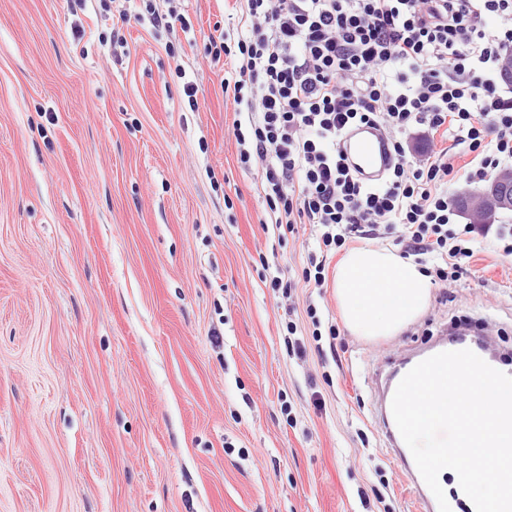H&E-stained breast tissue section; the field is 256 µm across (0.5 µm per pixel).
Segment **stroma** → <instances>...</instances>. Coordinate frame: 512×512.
Here are the masks:
<instances>
[{
  "label": "stroma",
  "mask_w": 512,
  "mask_h": 512,
  "mask_svg": "<svg viewBox=\"0 0 512 512\" xmlns=\"http://www.w3.org/2000/svg\"><path fill=\"white\" fill-rule=\"evenodd\" d=\"M156 5L185 25L0 0V512H415L389 386L452 332L512 369V254L478 239L417 319L352 335L303 285L316 227L264 230L237 161L208 54L235 0Z\"/></svg>",
  "instance_id": "1"
}]
</instances>
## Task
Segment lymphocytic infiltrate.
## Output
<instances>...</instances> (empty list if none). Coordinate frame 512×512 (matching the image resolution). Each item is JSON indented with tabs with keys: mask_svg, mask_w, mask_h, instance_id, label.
I'll list each match as a JSON object with an SVG mask.
<instances>
[{
	"mask_svg": "<svg viewBox=\"0 0 512 512\" xmlns=\"http://www.w3.org/2000/svg\"><path fill=\"white\" fill-rule=\"evenodd\" d=\"M511 50L512 0H240L235 35L211 42L230 65L221 86L239 161L258 171L276 229L317 225L332 251L393 224L412 255L455 275L476 236L496 233L512 253V228L459 225L436 138L471 154L474 185L512 163V90L500 83ZM357 126L389 142L372 182L341 149Z\"/></svg>",
	"mask_w": 512,
	"mask_h": 512,
	"instance_id": "obj_1",
	"label": "lymphocytic infiltrate"
}]
</instances>
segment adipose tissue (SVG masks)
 <instances>
[{
	"instance_id": "adipose-tissue-1",
	"label": "adipose tissue",
	"mask_w": 512,
	"mask_h": 512,
	"mask_svg": "<svg viewBox=\"0 0 512 512\" xmlns=\"http://www.w3.org/2000/svg\"><path fill=\"white\" fill-rule=\"evenodd\" d=\"M333 286L345 326L366 339L391 336L428 304L432 282L417 264L384 248L349 250Z\"/></svg>"
}]
</instances>
